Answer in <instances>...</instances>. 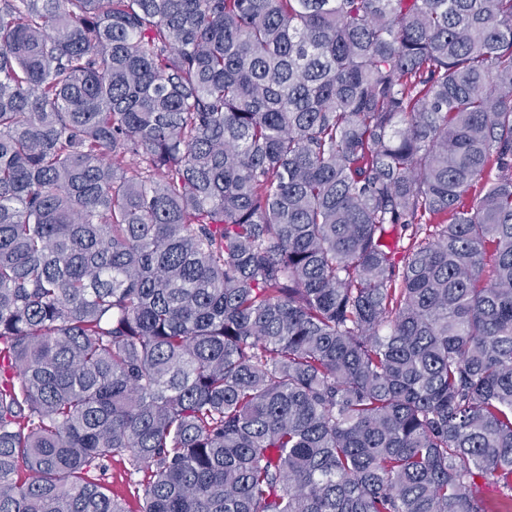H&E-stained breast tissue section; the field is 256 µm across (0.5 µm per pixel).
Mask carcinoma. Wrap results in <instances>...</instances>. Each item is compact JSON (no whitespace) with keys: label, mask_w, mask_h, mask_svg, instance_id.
<instances>
[{"label":"carcinoma","mask_w":512,"mask_h":512,"mask_svg":"<svg viewBox=\"0 0 512 512\" xmlns=\"http://www.w3.org/2000/svg\"><path fill=\"white\" fill-rule=\"evenodd\" d=\"M118 455L139 512H498L512 0H0V512H128ZM109 469L103 476L102 482L112 490V494L122 496L126 499L128 510L137 512L138 505L133 498L132 491L134 483L142 478V474L130 476L121 457H115L109 462Z\"/></svg>","instance_id":"obj_1"}]
</instances>
